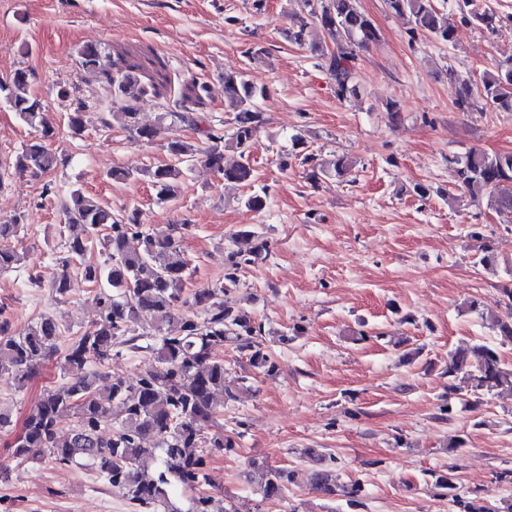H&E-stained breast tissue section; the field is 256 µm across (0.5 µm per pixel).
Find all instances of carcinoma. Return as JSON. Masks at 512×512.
Segmentation results:
<instances>
[{
	"instance_id": "obj_1",
	"label": "carcinoma",
	"mask_w": 512,
	"mask_h": 512,
	"mask_svg": "<svg viewBox=\"0 0 512 512\" xmlns=\"http://www.w3.org/2000/svg\"><path fill=\"white\" fill-rule=\"evenodd\" d=\"M397 15L408 18L413 30L436 36L444 42L454 39L455 29L448 14L437 9L434 0H385ZM294 13L296 24L285 30L288 42L305 46L308 28L316 22L334 43L323 55L327 73L338 100L361 96L356 80L357 50L378 38L377 29L358 8V0H301ZM469 8L465 20L490 27L495 15ZM81 66L108 71L111 56L100 45L78 50ZM29 75L16 70L0 79V101L9 104L27 125L40 131V140L28 144L17 155L15 169L33 176L45 175L56 167L57 157L50 148L55 127L41 100L28 93ZM112 94L127 102L123 111L112 116L136 131L138 141L151 144L158 130L138 124L131 102L152 93L133 72L116 70L108 77ZM208 94L205 82L194 78L183 85L163 113L170 119L194 127L205 146L186 141H170L166 148L176 166L144 170L162 202L175 199L184 174L197 163H205L227 182L253 187L257 170L250 161V148L263 118L258 100L266 95L263 87L247 80L241 72L224 73V102L235 115L228 131L202 125L195 106ZM479 96L485 105L512 112V57L485 72ZM85 103L77 98L68 113V128L74 135L84 131ZM230 149L236 158L225 160ZM460 186L471 192L486 191L491 206L512 211V153L490 155L472 148L455 161ZM354 161L346 155L317 163L311 178L322 175L338 179L349 174ZM67 252L64 267L73 264L84 279L97 285L93 302L97 319L88 329L69 338L60 357L63 382L56 391L45 394L31 408L22 432L11 444L19 462L39 457L67 467L95 472L112 488L121 491L133 512H181L174 492L191 493L187 512H236L226 506L227 496L215 497L207 489V458L215 451L233 447L221 432L214 396L224 401L238 396L226 385V369L221 352L229 343L245 354L249 364L263 372L275 369L264 350V330L253 316L228 299L239 288L242 265L261 254L252 247L247 254H230L224 279L191 296L185 295L191 276L192 260L180 244V235L155 236L141 229L137 210L126 215L76 188L65 206ZM22 222L15 217L0 222V272L25 259L18 250ZM107 252L103 263L87 261L94 244ZM151 322L143 323V317ZM499 343L476 341L456 348L448 355V389L454 392L512 393V364L506 362L500 347L512 345V313L491 319ZM62 336L59 322L50 315L34 321L23 334L10 330L4 309H0V377H7L22 388L38 373L46 359L58 353ZM140 339L148 340L144 345ZM126 345L134 352L144 351L151 363L130 382L108 371L113 349ZM108 381L107 390L100 382ZM292 472L281 467H265L259 487L261 501L281 499L288 490ZM312 488L326 497L343 496L358 505L361 487L336 484V473L320 468L311 473ZM461 512H512V499L501 500L490 508L482 501H459Z\"/></svg>"
}]
</instances>
